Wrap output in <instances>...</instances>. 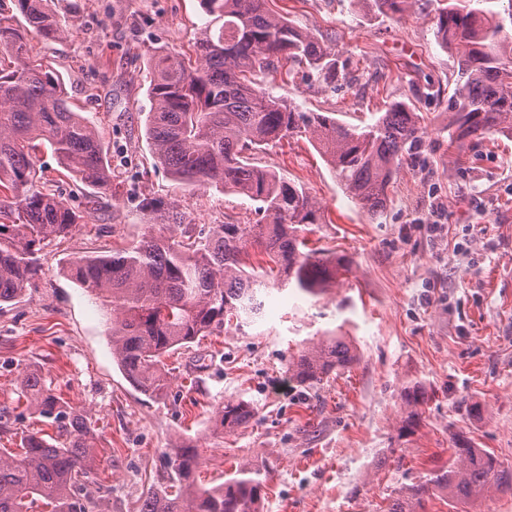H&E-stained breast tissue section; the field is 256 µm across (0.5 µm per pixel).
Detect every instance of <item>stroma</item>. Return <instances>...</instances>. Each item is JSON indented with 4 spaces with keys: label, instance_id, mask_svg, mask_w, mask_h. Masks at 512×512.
Segmentation results:
<instances>
[{
    "label": "stroma",
    "instance_id": "35a3bbf8",
    "mask_svg": "<svg viewBox=\"0 0 512 512\" xmlns=\"http://www.w3.org/2000/svg\"><path fill=\"white\" fill-rule=\"evenodd\" d=\"M50 7L70 37L29 40L107 147L112 191L66 238L42 244L38 277L0 306V407L9 409L0 454L16 451L28 433L51 431L21 394V373L35 368L95 426L100 465L85 484L86 512H139L147 490L166 481L169 448L188 438L201 450L199 485H217L244 463L265 473L262 512H384L431 461H448L461 436L512 467V137L449 147L457 66L436 41L430 10L397 17L375 13L370 0H269L272 13L334 48L341 79L331 89L307 68L283 67L259 76L260 87L353 126L373 123L391 102L412 103L423 116L424 160L403 166L385 214L373 220L308 138L270 147L263 165L302 183L323 209L306 234L310 247L347 254L352 272L316 297L269 289L255 323L166 357L169 388L154 400L113 361L110 314L68 276L67 261L148 234L145 197L176 201L195 224L228 216L252 224L256 204L176 188L154 167L142 133L145 51L191 52L200 0ZM336 333L356 346V365L318 387L289 377L291 357ZM414 382L429 400L404 442L400 392ZM227 400L250 403L256 417L213 434L212 412ZM475 402L481 412H471Z\"/></svg>",
    "mask_w": 512,
    "mask_h": 512
}]
</instances>
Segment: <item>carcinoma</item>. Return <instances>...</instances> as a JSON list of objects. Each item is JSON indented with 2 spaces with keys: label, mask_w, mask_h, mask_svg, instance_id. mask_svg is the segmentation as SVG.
I'll return each instance as SVG.
<instances>
[{
  "label": "carcinoma",
  "mask_w": 512,
  "mask_h": 512,
  "mask_svg": "<svg viewBox=\"0 0 512 512\" xmlns=\"http://www.w3.org/2000/svg\"><path fill=\"white\" fill-rule=\"evenodd\" d=\"M49 0H15L18 15L0 14V304L20 297L38 275L35 254L47 240L66 238L82 215L35 167L39 147L51 149L83 192L85 210L98 207L96 191L112 186L106 148L97 130L73 111L63 79L29 58L25 33L63 39L67 28ZM475 0H435V33L456 60L448 115V147L461 149L489 133L512 134V43L502 24ZM205 19L192 55L148 51L149 110L144 136L153 164L183 192L220 187L259 203L255 224H191L173 201L143 199L145 222L158 233L110 255L69 261L70 275L112 311V358L129 383L150 398L165 395L163 357L218 335L233 320L261 315L267 279L324 293L351 272V262L309 249L306 227L322 207L305 187L260 165L256 155L287 138L310 135L348 195L371 217H381L389 189L404 164H415L423 140L416 108L394 102L374 123L357 128L330 112H303L262 90L255 79L287 61L336 86L335 52L312 33L266 9V0H200ZM385 15L401 16L416 0H372ZM358 361L343 336H326L288 361V374L315 387ZM27 408L54 426L64 442L39 432L21 451L0 454V512H85L82 492L97 462L94 429L47 386L41 373L20 377ZM429 396L414 383L402 395L398 438L415 434ZM255 417L247 402L227 401L211 418L230 433ZM199 448L182 442L167 453L169 485L152 491L140 512H261L266 478L245 465L205 488L197 484ZM490 493H512V467L497 456L456 441L448 466L429 470L388 502L386 512H427L437 494L448 503L473 504Z\"/></svg>",
  "instance_id": "carcinoma-1"
}]
</instances>
